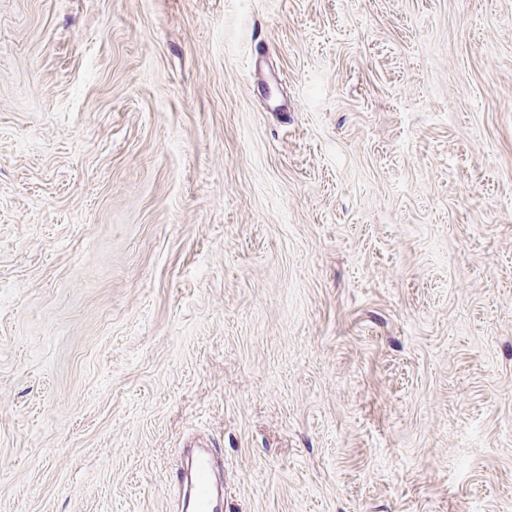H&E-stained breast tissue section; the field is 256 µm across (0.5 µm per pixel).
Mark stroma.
Here are the masks:
<instances>
[{
  "instance_id": "obj_1",
  "label": "stroma",
  "mask_w": 512,
  "mask_h": 512,
  "mask_svg": "<svg viewBox=\"0 0 512 512\" xmlns=\"http://www.w3.org/2000/svg\"><path fill=\"white\" fill-rule=\"evenodd\" d=\"M512 512V0H0V512ZM173 484L180 489L181 512H223L224 486L214 477L212 448H183Z\"/></svg>"
}]
</instances>
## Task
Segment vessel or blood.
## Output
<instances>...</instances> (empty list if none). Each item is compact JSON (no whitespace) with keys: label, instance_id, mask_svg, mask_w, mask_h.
I'll use <instances>...</instances> for the list:
<instances>
[{"label":"vessel or blood","instance_id":"vessel-or-blood-1","mask_svg":"<svg viewBox=\"0 0 512 512\" xmlns=\"http://www.w3.org/2000/svg\"><path fill=\"white\" fill-rule=\"evenodd\" d=\"M182 456L173 480L181 494L180 512H224V486L214 477L213 450L190 447Z\"/></svg>","mask_w":512,"mask_h":512}]
</instances>
